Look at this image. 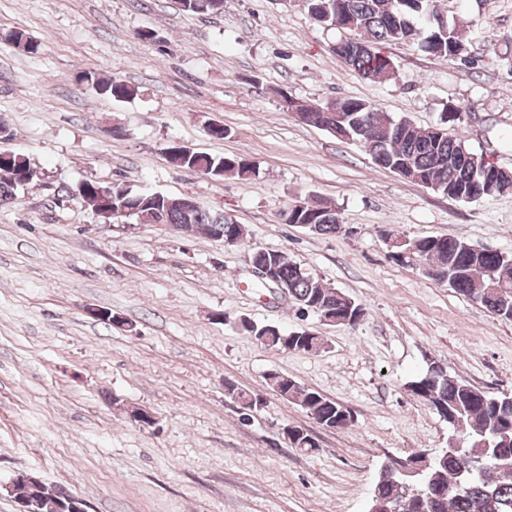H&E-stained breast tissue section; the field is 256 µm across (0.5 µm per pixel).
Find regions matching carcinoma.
<instances>
[{
	"label": "carcinoma",
	"mask_w": 512,
	"mask_h": 512,
	"mask_svg": "<svg viewBox=\"0 0 512 512\" xmlns=\"http://www.w3.org/2000/svg\"><path fill=\"white\" fill-rule=\"evenodd\" d=\"M178 4L181 10L194 14L219 15L224 11V0H178ZM305 8L315 23L351 33L336 42L333 51L365 79L381 80L394 75V64L383 54V45L411 38L426 54L470 62L465 29L455 24L440 27L428 22L429 16L438 15L433 0H306ZM7 40L16 47L26 42L25 52L30 54L41 48L40 42L23 31L12 32ZM79 80L113 100L122 101L135 94V87L116 79L104 80L85 73ZM306 111L314 118L315 127L369 151L377 165L451 199L472 203L512 192V170L500 167L494 180L484 181L485 170L492 163L457 134L440 135L432 126L397 119L360 99L310 105ZM0 155V200L4 201L13 198L17 187L37 179L38 170L23 152L1 151ZM183 167L218 179L256 175L254 166L243 164L238 157L197 151L185 155ZM123 188L122 183L109 186L83 181L77 192L78 197L97 210L109 193L119 203L128 202ZM154 201L158 202L157 207L146 210L141 217L134 215L131 220L138 224L159 222L191 227L209 238H224L230 231L234 241L244 238L241 225L201 204L187 208L179 203V197L159 192L155 193ZM337 217L334 206L305 198L291 204L287 223L307 224L317 234H334L338 231ZM403 248L412 249L417 259L440 271L433 280L445 281L453 291L488 312L512 320V254L476 252L470 242L450 235L410 238ZM257 260L261 265L271 262L276 267L273 278L261 281V285L288 288L299 309L318 316L327 313L339 317L345 316L350 308L364 312L359 302L324 286L283 251L260 250ZM244 329L263 341V345L280 349L279 338L270 326L246 322ZM287 345L290 351L312 353L320 348L321 339L306 331L291 332ZM269 379L280 396L300 406L319 425L334 429L341 424L346 411L342 404L286 375L272 373ZM406 388L448 424L450 436L460 438V446L428 462L423 453L390 461L381 469L371 502H405L408 512H512V469L487 476L477 471L499 458L512 460V394L480 390L448 376L443 369L435 370L431 360L406 383ZM283 438L288 447L303 452L319 448L316 439L299 427ZM408 462L425 465V495L421 501L413 496L416 482L394 473V467ZM31 493L35 512H59L60 503L71 497L66 488L50 490L42 482Z\"/></svg>",
	"instance_id": "cac0c4a2"
}]
</instances>
